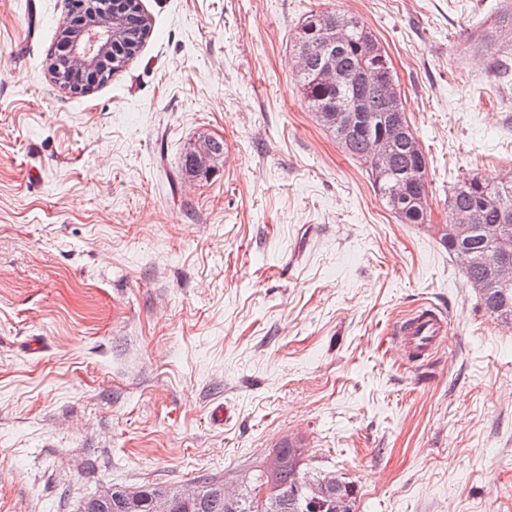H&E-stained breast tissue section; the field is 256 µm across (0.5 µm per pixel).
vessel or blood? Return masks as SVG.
Returning <instances> with one entry per match:
<instances>
[{"label": "vessel or blood", "mask_w": 512, "mask_h": 512, "mask_svg": "<svg viewBox=\"0 0 512 512\" xmlns=\"http://www.w3.org/2000/svg\"><path fill=\"white\" fill-rule=\"evenodd\" d=\"M393 334L407 358L421 360L435 354L448 334V317L431 305L420 306L400 319Z\"/></svg>", "instance_id": "1"}]
</instances>
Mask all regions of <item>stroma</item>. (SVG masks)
<instances>
[{"mask_svg": "<svg viewBox=\"0 0 512 512\" xmlns=\"http://www.w3.org/2000/svg\"><path fill=\"white\" fill-rule=\"evenodd\" d=\"M139 52L57 85L68 0H0V512L235 484L283 440L355 512H512V327L439 242L450 188L512 180L503 0H137ZM359 17L428 163L405 224L310 112L292 39ZM224 142L208 176L179 171ZM423 304L453 330L404 359ZM223 418H216V411Z\"/></svg>", "mask_w": 512, "mask_h": 512, "instance_id": "1", "label": "stroma"}]
</instances>
